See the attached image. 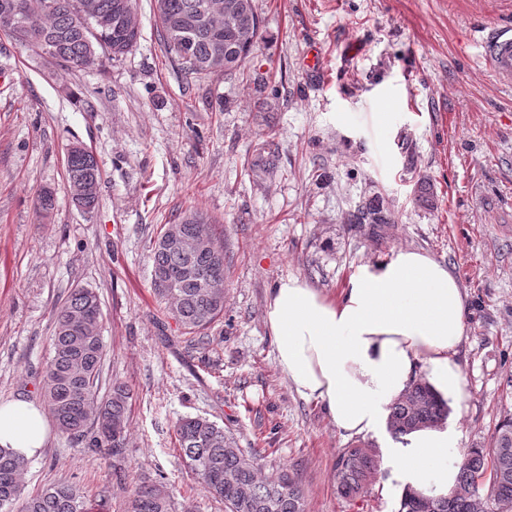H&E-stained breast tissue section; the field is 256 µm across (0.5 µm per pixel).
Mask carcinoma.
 Masks as SVG:
<instances>
[{
    "label": "carcinoma",
    "mask_w": 512,
    "mask_h": 512,
    "mask_svg": "<svg viewBox=\"0 0 512 512\" xmlns=\"http://www.w3.org/2000/svg\"><path fill=\"white\" fill-rule=\"evenodd\" d=\"M0 0V33L15 42L39 47L31 36L45 39L44 55L70 69L82 70L101 59L119 58L135 47L140 27L102 26L97 18L112 19L131 0ZM156 16L164 44L184 75L190 78L220 76L241 68L262 39V25L255 0H155ZM69 186L89 185L73 197L84 211L98 203L100 163L92 152L66 156ZM206 218L191 213L178 228L187 238L208 235ZM347 224H393L391 211L369 199L349 213ZM152 271H163L172 280L168 287L152 280L156 295L187 333H199L224 313V292L204 288L180 277L190 264L202 275L224 280V245L204 254L188 256L177 250L153 247ZM102 311L98 294L89 288L71 292L54 313L50 355L44 370L43 401L57 429L92 448H107L112 455L124 448L131 393L127 385L112 383L98 398L106 349L101 334ZM448 403L425 381L411 384L390 407L387 430L398 440L413 430L446 421ZM181 457L202 487L224 500L226 512H304L303 495L288 475L263 479L255 457L245 454L234 435L203 417H187L176 425ZM28 460L0 447V512H86L80 488L58 483L39 493L25 494L22 476ZM378 459L364 443L344 448L336 457L334 479L346 498L360 494L377 471ZM485 494L496 512H512V416L495 427L490 447L470 448L464 455L455 489L448 496L429 497L428 512H477L476 498ZM418 492L406 486L398 512H421ZM129 512H175L167 488L157 482L137 485Z\"/></svg>",
    "instance_id": "carcinoma-1"
}]
</instances>
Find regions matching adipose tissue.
I'll return each mask as SVG.
<instances>
[{
    "label": "adipose tissue",
    "instance_id": "adipose-tissue-1",
    "mask_svg": "<svg viewBox=\"0 0 512 512\" xmlns=\"http://www.w3.org/2000/svg\"><path fill=\"white\" fill-rule=\"evenodd\" d=\"M466 312L447 267L426 252L401 249L390 260L364 265L338 299L300 278L281 280L267 298L265 323L276 366L291 388L322 404L338 431L353 437L384 428L390 406L419 378L460 407ZM48 434L35 402L0 403V447L31 459ZM406 441L389 461L393 473L425 495H448L458 478L448 462L456 431L424 427Z\"/></svg>",
    "mask_w": 512,
    "mask_h": 512
}]
</instances>
